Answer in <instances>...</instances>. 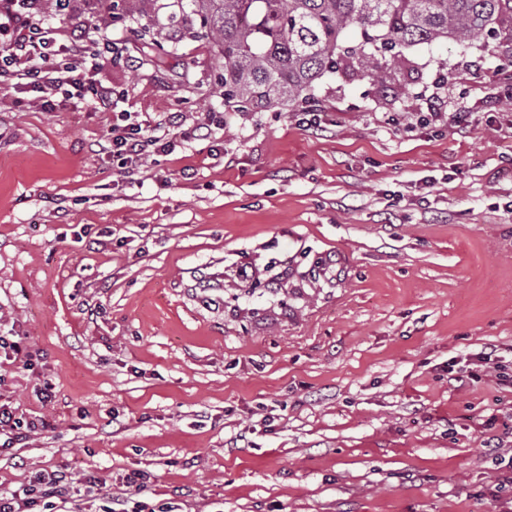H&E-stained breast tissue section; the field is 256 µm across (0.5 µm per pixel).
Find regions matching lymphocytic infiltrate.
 <instances>
[{"instance_id": "obj_1", "label": "lymphocytic infiltrate", "mask_w": 512, "mask_h": 512, "mask_svg": "<svg viewBox=\"0 0 512 512\" xmlns=\"http://www.w3.org/2000/svg\"><path fill=\"white\" fill-rule=\"evenodd\" d=\"M0 36L8 39L0 56V78L24 80L27 88L38 93L44 108H51L59 93L98 108H111L112 89L98 78L112 61L111 39H103L91 49L74 44L58 47L54 32L43 25L41 0H0ZM184 122L183 115L171 114L168 124L177 133L164 140L145 135L141 125L132 123L130 113L122 112L103 149L131 173L149 152L170 154L187 142ZM65 494L59 477L40 473L28 488L0 493V512H59L57 501Z\"/></svg>"}]
</instances>
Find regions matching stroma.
Segmentation results:
<instances>
[{
    "instance_id": "35a3bbf8",
    "label": "stroma",
    "mask_w": 512,
    "mask_h": 512,
    "mask_svg": "<svg viewBox=\"0 0 512 512\" xmlns=\"http://www.w3.org/2000/svg\"><path fill=\"white\" fill-rule=\"evenodd\" d=\"M43 21L132 61L109 110L0 83V334L34 355L0 401L50 423L0 492L54 473L100 512L139 472L155 512H512V42L238 112L208 39L156 49L98 2ZM119 112L210 133L127 175Z\"/></svg>"
}]
</instances>
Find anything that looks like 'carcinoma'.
Wrapping results in <instances>:
<instances>
[{"mask_svg": "<svg viewBox=\"0 0 512 512\" xmlns=\"http://www.w3.org/2000/svg\"><path fill=\"white\" fill-rule=\"evenodd\" d=\"M112 21L169 14L199 18L190 35L209 39L224 57V105L271 110L308 100L315 83L349 58L376 77L403 50L482 36L512 39V0H102ZM350 28L359 31L346 44Z\"/></svg>", "mask_w": 512, "mask_h": 512, "instance_id": "1", "label": "carcinoma"}]
</instances>
